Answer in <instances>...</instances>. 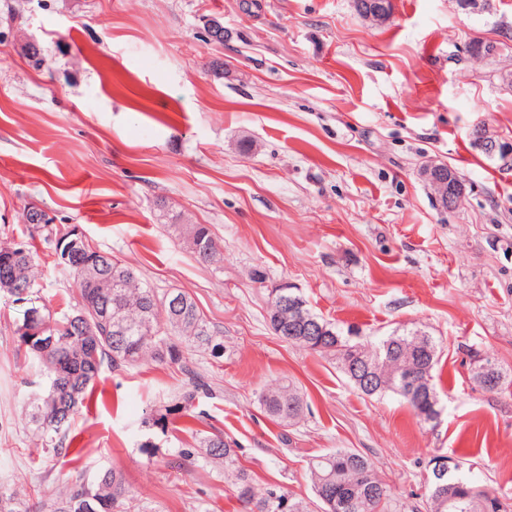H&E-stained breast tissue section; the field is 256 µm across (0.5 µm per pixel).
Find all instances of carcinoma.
<instances>
[{"label":"carcinoma","mask_w":512,"mask_h":512,"mask_svg":"<svg viewBox=\"0 0 512 512\" xmlns=\"http://www.w3.org/2000/svg\"><path fill=\"white\" fill-rule=\"evenodd\" d=\"M171 228L198 262H223L222 247L207 225L173 224ZM75 230L74 225L59 228L49 223L43 210L33 207L27 212L29 241H0L1 292L14 296L25 291L27 299H40L35 288L39 258L35 239L50 246L54 265L74 276L78 291L76 304L69 311L57 314L43 304L37 319L17 326L18 342L33 355L46 381L23 405L32 438L44 452L70 454L76 463L65 492L45 500L43 507L48 512H111L123 506L125 512H141L143 506L121 469L103 468L91 482L84 478L77 467L82 451L72 452L78 437L75 417L87 407L103 369L132 368L147 358L178 364L195 350H208L218 357L224 352L223 332L204 317L187 292L174 289L157 294L139 270L108 251L94 249L84 241L77 260H63ZM281 295L303 303L308 318L318 322L323 331L307 332L299 323L289 330L288 320L282 318ZM267 321L274 335L335 361L345 375L370 376L375 394L400 396L419 418L426 412L424 402L406 395L402 378L407 374L425 376L432 395H437L440 347L422 326H402L370 340L314 313L306 300L289 288L272 294ZM485 363V359L476 361L472 378L493 392L507 383L506 376L489 379L483 370ZM257 400L270 417L285 426L298 423L308 408L299 389L290 383L263 389ZM236 446L221 433L200 438L204 461L224 467V474L233 478L244 512H314L311 502L279 486L257 487L240 465ZM308 478L319 512H391L395 500L371 460L351 448H334L310 459ZM426 505L428 512H505L496 489L477 487L459 474L433 477Z\"/></svg>","instance_id":"1"}]
</instances>
